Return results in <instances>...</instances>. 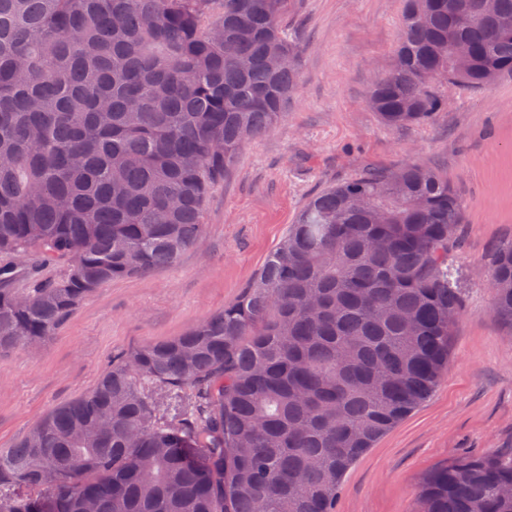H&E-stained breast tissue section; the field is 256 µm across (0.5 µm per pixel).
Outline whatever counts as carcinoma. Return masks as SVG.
Returning a JSON list of instances; mask_svg holds the SVG:
<instances>
[{
    "mask_svg": "<svg viewBox=\"0 0 512 512\" xmlns=\"http://www.w3.org/2000/svg\"><path fill=\"white\" fill-rule=\"evenodd\" d=\"M290 0H0V354L90 294L173 264L250 139L295 94ZM468 55L456 59L453 47ZM371 109L425 124L512 74V0H405ZM457 192L378 169L312 197L257 277L122 354L0 451V512H334L342 478L434 391L462 307ZM59 278L20 291V272ZM512 330V242L486 274ZM416 512H512V458L465 457Z\"/></svg>",
    "mask_w": 512,
    "mask_h": 512,
    "instance_id": "carcinoma-1",
    "label": "carcinoma"
}]
</instances>
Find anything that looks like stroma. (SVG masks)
I'll use <instances>...</instances> for the list:
<instances>
[{"mask_svg":"<svg viewBox=\"0 0 512 512\" xmlns=\"http://www.w3.org/2000/svg\"><path fill=\"white\" fill-rule=\"evenodd\" d=\"M404 0H292L282 18L300 84L269 134L244 144L204 210L206 234L168 267L87 297L40 347L0 355V449L90 392L113 357L183 334L257 275L308 200L371 169L407 164L447 178L464 204L451 259L463 308L433 394L345 475L336 512H414L423 479L464 456L512 457V333L482 271L512 241V76L449 90L423 125L390 128L368 104L392 67Z\"/></svg>","mask_w":512,"mask_h":512,"instance_id":"35a3bbf8","label":"stroma"}]
</instances>
